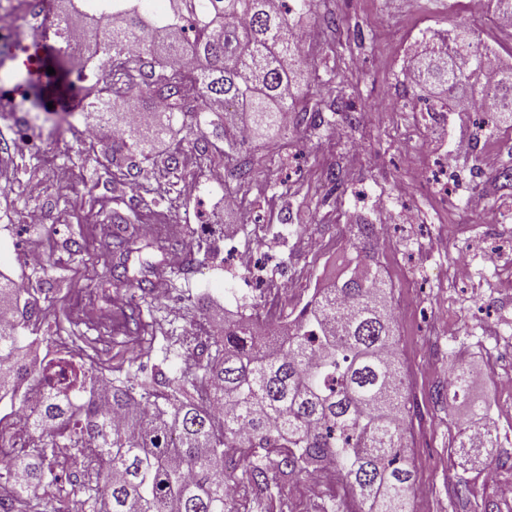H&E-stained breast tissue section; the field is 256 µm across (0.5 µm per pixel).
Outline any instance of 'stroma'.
Listing matches in <instances>:
<instances>
[{"label": "stroma", "mask_w": 512, "mask_h": 512, "mask_svg": "<svg viewBox=\"0 0 512 512\" xmlns=\"http://www.w3.org/2000/svg\"><path fill=\"white\" fill-rule=\"evenodd\" d=\"M335 15V31H323L308 58L313 76L298 89L300 97L320 103L326 127L289 124L249 147L254 176L245 186L211 183L208 172L180 165L181 182L197 186L195 195L170 197L171 155L194 152L192 139L155 144L142 163L138 195L111 185L112 129L101 127L85 143L76 116L60 126L44 109L33 107L32 82H20L0 66V89H9L11 111L0 114V273L24 280L38 304L35 328L43 341L33 346L39 362L61 348L75 360L113 379L162 367L168 377L193 373L190 352L198 325L221 333L229 319L250 313L263 300L258 283L206 259L189 276L171 270L167 298L142 293L115 280L119 254L111 238L98 234L113 225L115 214H134L136 225L176 224L178 236L159 240L156 256L184 255L208 222L222 239L248 246L265 267L266 278L287 271L298 276L301 307L313 288L331 282L354 259L358 224L382 220V207L402 217L392 227L393 251L374 248L370 256L391 285L396 347L405 376L402 410L410 423L407 455L423 495H413L411 512H512L501 494L512 486V416L502 415L498 446L478 465L453 449L461 427L473 419L472 404L497 412L501 379L512 377V185L499 178L512 166V119L448 117L447 136L428 128L421 113L402 105L409 97L427 98L426 87L409 84L403 71L404 42L417 30L448 31L469 19L464 0H315L305 25L319 27L323 13ZM482 44L494 47L499 66L512 69V33L494 30L488 20L469 19ZM357 112L348 124L341 110ZM25 139L30 151L13 145ZM455 146V189L447 206L412 194L399 198L398 182H415L407 153L437 160L444 145ZM345 178L330 186L327 175ZM251 200L247 216H235L225 231V193ZM338 240L328 256L312 252L309 238ZM499 250L498 266L487 265L485 247ZM40 248L42 268L28 266L26 254ZM466 254L472 275L456 279L452 263ZM139 306L142 326L133 334L118 329L129 302ZM457 320L448 333L440 319ZM469 365L470 399L451 404L436 399L447 388L454 363ZM329 496L314 493L306 480L283 485L270 495L235 497L229 512H326Z\"/></svg>", "instance_id": "1"}]
</instances>
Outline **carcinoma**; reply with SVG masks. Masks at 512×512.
<instances>
[{"instance_id": "cac0c4a2", "label": "carcinoma", "mask_w": 512, "mask_h": 512, "mask_svg": "<svg viewBox=\"0 0 512 512\" xmlns=\"http://www.w3.org/2000/svg\"><path fill=\"white\" fill-rule=\"evenodd\" d=\"M104 32L108 73L94 78L103 96L90 102L97 121L125 128L121 143L148 159L146 148L173 125L196 136L195 148L210 164L223 163L238 186L254 173L242 156L248 142L228 136L245 123L249 142L285 128L283 114L306 113L294 89L308 81V62L296 42L298 19L314 0H292L281 13L272 0H80ZM63 25L86 16L75 0H55ZM56 86L69 85V59L48 58ZM491 69L489 52L465 25L452 30L440 50L427 48L413 62L417 85L463 86L475 94ZM137 81L148 97L169 100L166 121L141 132L126 127L122 86ZM197 86L193 105L179 95L183 83ZM112 230L121 252L120 277L141 291L159 264L146 243L133 250L137 228L121 216ZM136 258H131V255ZM14 281L0 278V314L12 328L0 331V401L11 414L28 410L35 427L52 430V447L32 448L0 468V512H35L43 501L67 512L74 489L89 512H224V468L240 458L249 486L313 474L327 462L355 492L358 512H409L412 467L402 452L406 427L399 415L403 371L395 347V317L388 283L360 258L327 288H315L279 336H266L250 318L227 323L220 337H193L198 372L171 379L158 368L149 377L104 382L93 367L67 355L31 367L18 332L35 315L34 300ZM448 398L466 393L469 367L454 369ZM497 437H472L460 429L455 447L479 458ZM71 448L78 472L56 470L55 449Z\"/></svg>"}]
</instances>
